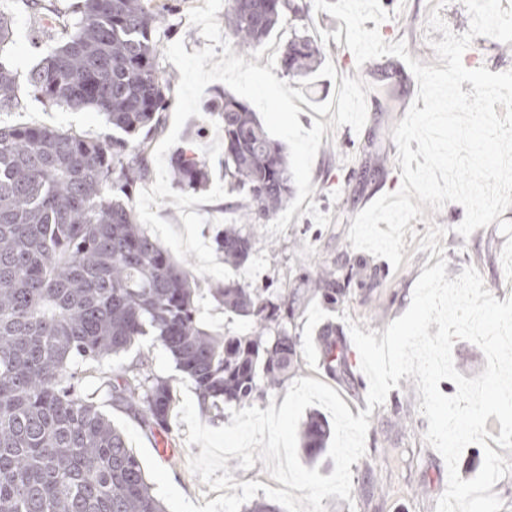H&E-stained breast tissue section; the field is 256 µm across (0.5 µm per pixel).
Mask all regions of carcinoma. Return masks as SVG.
<instances>
[{
    "instance_id": "cac0c4a2",
    "label": "carcinoma",
    "mask_w": 512,
    "mask_h": 512,
    "mask_svg": "<svg viewBox=\"0 0 512 512\" xmlns=\"http://www.w3.org/2000/svg\"><path fill=\"white\" fill-rule=\"evenodd\" d=\"M172 4L80 0L66 35L51 42L28 82L48 107L89 108L114 135L90 138L61 128L0 124V512H165L124 435L80 388L78 363L118 357L144 338L161 345L206 409L221 400L251 405L288 378L297 337L274 289L232 281L213 289L248 336L200 326L198 278L140 223L132 188L149 175L146 139L161 123L174 84L160 66L159 24ZM306 0H224V34L244 55L258 50L286 12ZM11 22L0 9V112L21 106L16 72L4 56ZM322 53L306 34L282 52L279 69L313 77ZM206 110L224 132V181L241 195L238 220L215 243L241 269L257 230L292 194L285 147L247 104L224 90ZM177 186L209 182L192 141L170 159ZM312 288L336 303V272ZM328 370L344 348L323 332ZM174 378L141 366L105 382L104 396L150 430L167 428ZM329 423L311 413L300 431L309 462L326 449Z\"/></svg>"
}]
</instances>
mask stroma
<instances>
[{
    "label": "stroma",
    "instance_id": "obj_1",
    "mask_svg": "<svg viewBox=\"0 0 512 512\" xmlns=\"http://www.w3.org/2000/svg\"><path fill=\"white\" fill-rule=\"evenodd\" d=\"M388 12L381 24L365 22V29H378L389 42L405 41L412 58L426 66H438L431 47L442 41V32H427L426 20L431 10H438L455 34L468 30L470 18L463 0H380ZM205 0H180L179 7L166 13L163 28L165 44L183 42L187 52L203 49L207 41L199 27L188 20L192 8L204 6ZM9 12L13 22L9 60L17 81L25 91L20 109L0 112L1 124L44 125L69 129L90 137L108 134L103 117L89 109L51 108L29 90L28 74L41 57L34 31L42 27L39 16L20 4L5 0L0 6ZM309 35L320 46L322 64L311 82L289 81L292 89L301 90L309 101L298 120L311 129L314 119L330 122V115H317L312 106L330 101L343 77H358L369 84L367 121L361 132L344 125L326 130L311 169L313 192L293 214L285 232L258 234L253 258L245 269L251 284L271 285L288 301V329L298 336L297 363L288 375L289 381L312 378L334 388L352 415L370 411L366 437V454L351 465L350 499L335 496L323 499L326 512H435L437 499L447 487V468L442 456L424 441L428 421L418 407L422 397L416 380L402 377L399 386L390 390L384 404L368 408L367 377L360 369V355L355 345L347 347L346 369L329 372L322 363V341L319 332L325 325L349 334L351 326L362 332H385L389 323L409 307L415 283L423 269L435 266L429 251L420 250L429 224L445 228L438 241L447 260L446 276L455 279L465 267H475L488 289L498 301L512 296V207L489 226L476 229L470 236L457 233L465 217L462 205L451 202L440 211L424 208L422 218L410 221L405 230L403 259L392 266L383 258L354 249L347 234L354 217L383 194L401 186L402 167L396 160L398 148L392 131L415 99L412 90L416 79L406 63L370 73L358 67L346 46L344 22L325 11L308 9L304 15H287L265 44L252 55L257 66L269 64L270 56L282 50L294 33ZM473 49L465 50L466 68L487 67L490 72L512 70V48L500 41L478 36ZM180 141L194 140L208 157L212 177L224 178V134L215 119L207 113L190 117L181 129ZM359 268L336 304H328L307 286L323 267ZM215 278L201 276L197 302L201 322L218 333L243 336L251 331L242 318H228L212 296ZM144 355L152 369L164 377L176 373L169 353L151 340L135 344L128 354L100 362L93 377L83 383L86 394L98 397L101 383L127 366L137 355ZM188 426L171 418L168 433L141 430L140 435L154 460L167 468L176 487L195 505L216 499L217 493L202 483L188 468L189 457L199 455L200 445H187Z\"/></svg>",
    "mask_w": 512,
    "mask_h": 512
}]
</instances>
